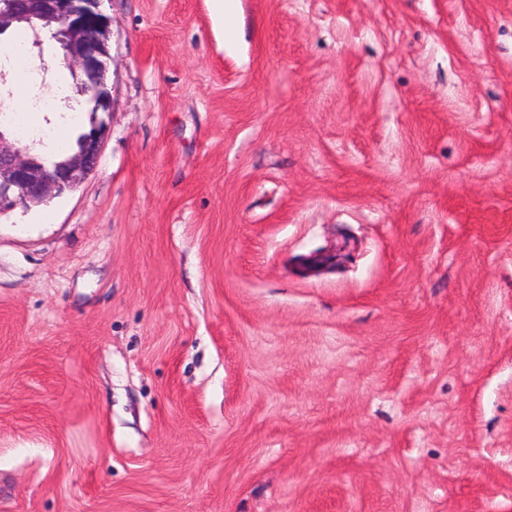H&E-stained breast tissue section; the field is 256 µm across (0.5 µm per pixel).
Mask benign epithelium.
Listing matches in <instances>:
<instances>
[{"instance_id": "obj_1", "label": "benign epithelium", "mask_w": 512, "mask_h": 512, "mask_svg": "<svg viewBox=\"0 0 512 512\" xmlns=\"http://www.w3.org/2000/svg\"><path fill=\"white\" fill-rule=\"evenodd\" d=\"M24 2L35 45H41L43 30H52L53 38L61 44L65 65L101 76L91 103L97 112H111L107 73L112 19L101 12V0ZM18 17L15 0H0V32L13 26ZM105 133V123L93 126L84 134L79 148L51 170L35 161L27 147L0 130V216L17 207L29 210L74 189L98 166Z\"/></svg>"}]
</instances>
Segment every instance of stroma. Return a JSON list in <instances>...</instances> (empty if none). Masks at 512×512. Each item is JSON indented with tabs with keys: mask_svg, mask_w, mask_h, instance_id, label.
I'll return each mask as SVG.
<instances>
[{
	"mask_svg": "<svg viewBox=\"0 0 512 512\" xmlns=\"http://www.w3.org/2000/svg\"><path fill=\"white\" fill-rule=\"evenodd\" d=\"M96 170L0 217V512H512V0H102Z\"/></svg>",
	"mask_w": 512,
	"mask_h": 512,
	"instance_id": "obj_1",
	"label": "stroma"
}]
</instances>
